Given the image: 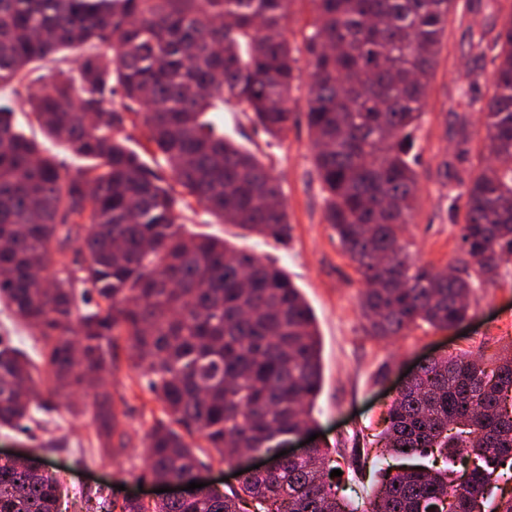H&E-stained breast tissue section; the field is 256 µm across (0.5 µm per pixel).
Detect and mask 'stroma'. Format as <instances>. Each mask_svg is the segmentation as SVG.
Returning a JSON list of instances; mask_svg holds the SVG:
<instances>
[{"instance_id": "1", "label": "stroma", "mask_w": 512, "mask_h": 512, "mask_svg": "<svg viewBox=\"0 0 512 512\" xmlns=\"http://www.w3.org/2000/svg\"><path fill=\"white\" fill-rule=\"evenodd\" d=\"M512 8V0H457L448 18L436 75L428 91L425 121L416 134L420 157L417 207L408 227V250L435 270L448 267L461 255L459 225L450 203L460 187L465 165L456 154L459 125H466L469 146L478 149L486 135L480 113L466 111L468 75L476 69L492 71L491 55L471 48V27L498 10ZM257 151L273 166L293 226L289 243L279 244L223 224L201 206L183 214L187 231L228 240L237 248L270 258L299 288L315 317L320 341L322 386L313 414L321 442L339 446L343 454V487L370 492L371 470L355 471V455L376 452L384 428L382 416L408 368L427 356L468 350L491 357L512 346V256L502 263L498 284L479 289L471 300L470 318L450 331L423 328L408 336L376 340L366 336L359 299L364 288L353 263L322 221L323 200L313 167V149L304 117H297L287 134L273 144L256 136ZM0 339L23 349L39 368L38 384L49 373L41 365L38 331L21 323L0 305ZM102 384L112 395L124 448L118 457L99 455L100 442L89 416L53 411L31 432L0 428V460L31 455L56 474L62 484L61 512H101L103 500H120L151 493L139 477L146 465L147 435L164 413L147 388L141 369L127 358L125 343L112 349V371Z\"/></svg>"}]
</instances>
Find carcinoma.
<instances>
[{
  "label": "carcinoma",
  "instance_id": "carcinoma-1",
  "mask_svg": "<svg viewBox=\"0 0 512 512\" xmlns=\"http://www.w3.org/2000/svg\"><path fill=\"white\" fill-rule=\"evenodd\" d=\"M287 0H0V86L66 51L27 107L43 134L91 161L61 172L0 105V303L48 343L47 397L34 399L29 362L0 341V426L28 429L60 393L88 413L110 457L112 343L149 377L172 424L154 426L141 478L190 481L201 436L228 467L252 450L272 468L226 494L112 502L106 512H512L490 487L512 471V351H461L421 365L391 402L372 494H337L329 448L276 457V439L314 427L321 388L311 309L271 260L188 233L197 204L224 224L286 244L292 225L269 165L207 118L234 104L255 133L279 139L294 121L298 63L309 68L304 114L321 184L323 222L366 284L363 328L377 339L469 318L476 289L501 278L512 254V9L473 35L498 52L491 92L468 95L483 114L479 171L460 179L462 257L450 276L406 251L419 192L415 132L426 114L452 0H309L315 19L287 33ZM103 46L109 52L96 48ZM172 172L129 150L128 126ZM75 241L74 258L65 260ZM408 450H403V447ZM60 480L31 462L0 464V512H60Z\"/></svg>",
  "mask_w": 512,
  "mask_h": 512
}]
</instances>
